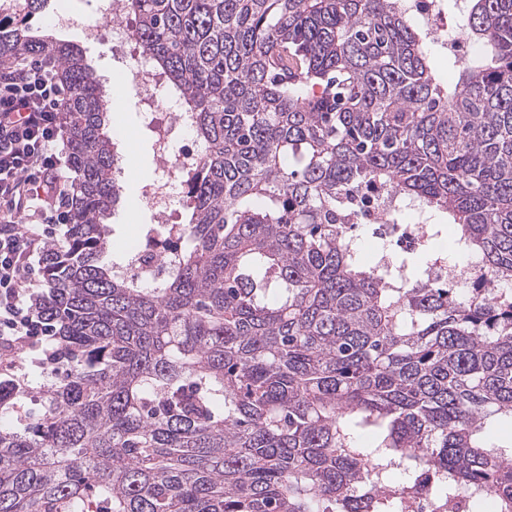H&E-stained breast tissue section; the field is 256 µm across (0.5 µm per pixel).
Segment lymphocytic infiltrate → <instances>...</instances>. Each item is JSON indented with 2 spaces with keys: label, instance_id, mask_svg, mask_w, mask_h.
Listing matches in <instances>:
<instances>
[{
  "label": "lymphocytic infiltrate",
  "instance_id": "1",
  "mask_svg": "<svg viewBox=\"0 0 512 512\" xmlns=\"http://www.w3.org/2000/svg\"><path fill=\"white\" fill-rule=\"evenodd\" d=\"M65 87L50 67L0 63V342L40 350L53 331L27 294L57 225L67 223L71 182L62 179Z\"/></svg>",
  "mask_w": 512,
  "mask_h": 512
}]
</instances>
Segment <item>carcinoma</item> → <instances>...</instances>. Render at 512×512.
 Here are the masks:
<instances>
[{
    "mask_svg": "<svg viewBox=\"0 0 512 512\" xmlns=\"http://www.w3.org/2000/svg\"><path fill=\"white\" fill-rule=\"evenodd\" d=\"M192 114L161 276L108 260L110 98L78 44L0 20V58L49 61L67 93L66 241L36 312L56 336L38 411L0 363V512H512V0H442L475 45L440 80L402 0H118ZM377 182L420 247L362 260L348 196ZM500 287L429 280L448 226ZM404 478L394 484L393 473Z\"/></svg>",
    "mask_w": 512,
    "mask_h": 512,
    "instance_id": "obj_1",
    "label": "carcinoma"
}]
</instances>
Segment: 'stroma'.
<instances>
[{"instance_id": "1", "label": "stroma", "mask_w": 512, "mask_h": 512, "mask_svg": "<svg viewBox=\"0 0 512 512\" xmlns=\"http://www.w3.org/2000/svg\"><path fill=\"white\" fill-rule=\"evenodd\" d=\"M57 12L68 13L74 20L72 26L60 29V36L82 44L87 58L109 88L121 87L125 90V107L116 126L125 154L119 176L123 193L111 221V253L117 258L143 247V227L153 221L142 197L143 186L161 175L159 164L153 158V136L145 107L134 92L126 88L127 58L113 51L111 37H103L94 43L83 40V26L103 20L98 0H52L51 11L41 16V24H50L53 14Z\"/></svg>"}]
</instances>
